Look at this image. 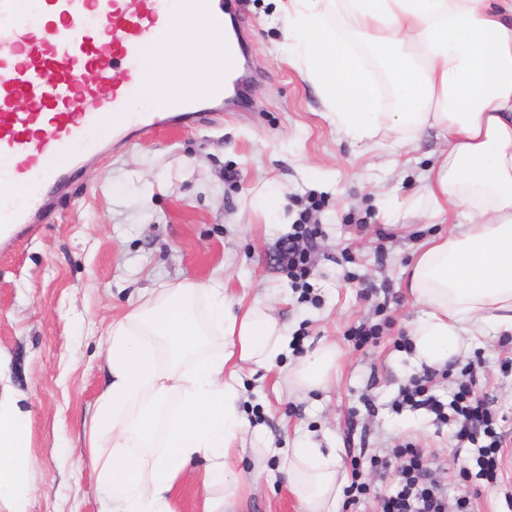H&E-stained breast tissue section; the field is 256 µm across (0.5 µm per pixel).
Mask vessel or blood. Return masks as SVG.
<instances>
[{
	"label": "vessel or blood",
	"mask_w": 512,
	"mask_h": 512,
	"mask_svg": "<svg viewBox=\"0 0 512 512\" xmlns=\"http://www.w3.org/2000/svg\"><path fill=\"white\" fill-rule=\"evenodd\" d=\"M192 8L206 24L225 2ZM178 12V0H0V246L49 223L53 198L88 161L222 110L220 85L202 99L132 106L149 78L147 48Z\"/></svg>",
	"instance_id": "1"
}]
</instances>
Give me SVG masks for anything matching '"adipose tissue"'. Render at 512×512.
I'll return each instance as SVG.
<instances>
[{
	"instance_id": "1",
	"label": "adipose tissue",
	"mask_w": 512,
	"mask_h": 512,
	"mask_svg": "<svg viewBox=\"0 0 512 512\" xmlns=\"http://www.w3.org/2000/svg\"><path fill=\"white\" fill-rule=\"evenodd\" d=\"M291 57L315 83L347 138L370 148L387 135L414 139L425 129L447 142L420 193L441 232L424 239L405 268L420 309L416 358L448 362L479 336H512V0H287ZM344 16L340 29L331 13ZM384 54L397 108L382 111L363 49ZM153 84L140 98H195L225 74L224 27L199 26L188 0L167 39L150 49ZM207 300L205 321L191 309ZM284 326L261 300L234 301L223 278L184 281L146 298L112 330V381L89 420L88 457L112 512H173L172 492L193 459L206 461L203 484L222 487L202 512H225L263 477L238 467L247 422L240 412L245 370L277 371L292 392L325 389L338 360L321 345L278 368ZM111 439L104 447L103 439ZM28 426L0 398V505L27 512L35 489L27 473ZM281 470L301 512H336L346 482L335 451L289 449Z\"/></svg>"
}]
</instances>
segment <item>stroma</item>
I'll list each match as a JSON object with an SVG mask.
<instances>
[{"label": "stroma", "instance_id": "1", "mask_svg": "<svg viewBox=\"0 0 512 512\" xmlns=\"http://www.w3.org/2000/svg\"><path fill=\"white\" fill-rule=\"evenodd\" d=\"M250 57L241 100L196 126L166 129L81 171L55 203L50 223L26 226L0 247V384L27 417L29 512H101L103 495L86 455L84 421L103 390L113 326L142 296L169 284L223 276L233 297L267 303L288 329L289 360L320 343L340 352L325 390L289 394L276 373L244 374L242 410L269 448L268 470L236 512H298L279 471L288 449H335L342 468L360 461L371 486L356 512H379L389 480L369 458L410 440L440 465L448 500L470 512H512L502 491L466 478L475 462L433 414L392 401L418 372L409 338L419 310L402 270L435 232L426 203L402 213L435 152L434 132L411 143L387 136L381 149L352 143L328 114L318 87L284 47L279 0H234ZM318 227V245L299 284L279 261L300 219ZM378 286L364 294L362 281ZM380 327L362 344L360 325ZM480 358V387L498 399L512 429V339L480 337L460 362ZM204 462L177 485L175 512H202Z\"/></svg>", "mask_w": 512, "mask_h": 512}]
</instances>
